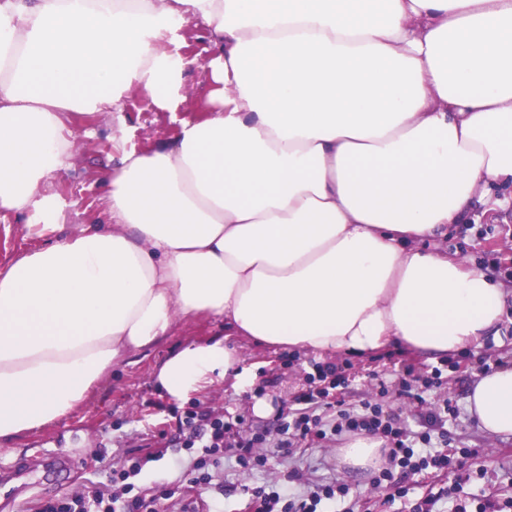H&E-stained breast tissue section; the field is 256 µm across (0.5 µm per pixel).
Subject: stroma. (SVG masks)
Segmentation results:
<instances>
[{
    "mask_svg": "<svg viewBox=\"0 0 512 512\" xmlns=\"http://www.w3.org/2000/svg\"><path fill=\"white\" fill-rule=\"evenodd\" d=\"M188 95L176 111L159 112L146 93L130 88L126 95L123 139L126 148L144 150L160 139L172 136L180 120L199 117L209 86L202 70H193L187 80ZM78 137L72 165L57 185L67 202L65 221L90 223L102 209L103 176L112 164V119L107 115H82L77 120ZM485 198H476L465 223L448 229V249L471 257L483 271L512 281V206L490 214ZM29 235L24 220L0 215V267L17 255L41 246ZM220 317L184 319L172 336L149 351L132 366L113 368L112 375L89 395L88 399L65 418L22 435L12 441L9 451L0 452V472L24 466L40 456L50 458L66 451L73 468L37 470L21 480L17 504L25 512H34L48 498L81 493L91 495L98 482L106 480L109 469L128 452L148 453L158 446L157 434L169 442L168 452L151 462L139 475L140 486L150 488L187 475L188 462L177 438L180 419L190 405L202 404L207 410L225 416H243L246 431L276 430L283 412L294 407L296 397L306 390L317 366L334 365L341 369L345 383L335 395L344 409L356 410L364 404L379 405L386 415L414 433L429 431L431 410L444 404L455 406L444 428L449 448L469 449V456L457 457L446 481L455 488L467 512H476L480 503L512 499V437H486L466 411L468 387L483 368L512 362V312L505 315L500 334L484 350L462 351L433 360L401 346H390L369 356L350 358L290 353L265 346L240 336L230 337L242 358L243 366L255 368L253 387L239 389L222 382L191 397L175 401L158 390L153 373L160 363L186 341L199 340L221 332ZM440 368V379H433V368ZM264 399L270 410L258 415L253 411L256 399ZM350 438L319 443H303L292 453H283L274 443L260 448L269 458L265 471L244 473L225 458L215 468L214 480L223 484L224 512H240L245 495L243 486L293 474L295 488L307 490L321 483L337 481L349 486L353 497L369 512H403L401 503H388L384 493L373 485L372 475L354 479L342 468L338 449ZM483 479H475L477 469Z\"/></svg>",
    "mask_w": 512,
    "mask_h": 512,
    "instance_id": "35a3bbf8",
    "label": "stroma"
}]
</instances>
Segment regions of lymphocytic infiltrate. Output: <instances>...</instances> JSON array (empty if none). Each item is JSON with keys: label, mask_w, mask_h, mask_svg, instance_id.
Returning <instances> with one entry per match:
<instances>
[{"label": "lymphocytic infiltrate", "mask_w": 512, "mask_h": 512, "mask_svg": "<svg viewBox=\"0 0 512 512\" xmlns=\"http://www.w3.org/2000/svg\"><path fill=\"white\" fill-rule=\"evenodd\" d=\"M343 375H335L328 387H309L297 398L298 409L282 414L277 429L278 447L288 449L306 439H329L336 434L349 431H369L381 434L389 444V465L373 478L374 486L386 492L388 501L403 502L407 512H463L455 499L454 490L439 487L424 500L411 497V487L395 479V471L445 472L453 464L452 457L433 448L432 436L424 432L409 434L393 419L384 417L376 405H364L362 409L342 411L340 424L327 425L321 417L314 415V408L324 406L330 389L344 384ZM185 431L184 450L193 459L191 482L199 488V495L184 492L181 482L156 486L144 491L135 482L143 468L154 459L153 454L125 456L119 468L113 469L111 486L95 490L90 496L71 495L44 501L37 512H224V489L214 485L211 466L224 459L226 440H233L236 447V462L240 468L251 471L265 466L267 459L257 453L255 439L241 437L233 423L223 417L195 409L185 412L181 421ZM211 490L210 499H203L202 490ZM350 489L342 483L317 486L306 495L296 494L290 486L277 482L252 488L246 512H320L322 501L337 506L339 512H352L347 504Z\"/></svg>", "instance_id": "f902f5d3"}]
</instances>
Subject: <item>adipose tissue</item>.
Returning a JSON list of instances; mask_svg holds the SVG:
<instances>
[{
  "instance_id": "ef3b65f1",
  "label": "adipose tissue",
  "mask_w": 512,
  "mask_h": 512,
  "mask_svg": "<svg viewBox=\"0 0 512 512\" xmlns=\"http://www.w3.org/2000/svg\"><path fill=\"white\" fill-rule=\"evenodd\" d=\"M203 27L201 117L119 148L105 228L65 226L74 119L131 86L173 111ZM512 185V0H0V213L41 247L0 268V443L79 407L178 318L288 351L483 349L512 289L440 242ZM256 374L216 335L155 373L177 401ZM467 411L512 435V363Z\"/></svg>"
}]
</instances>
